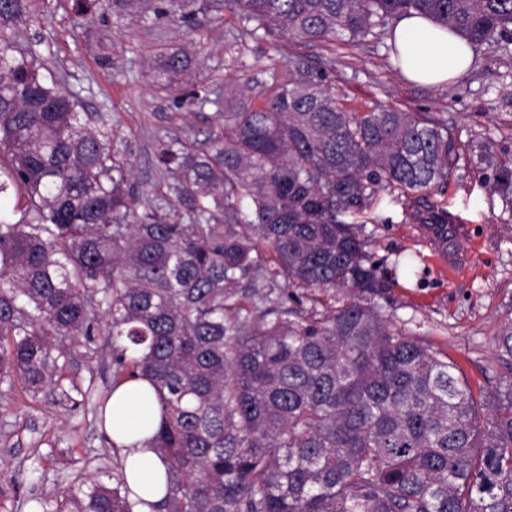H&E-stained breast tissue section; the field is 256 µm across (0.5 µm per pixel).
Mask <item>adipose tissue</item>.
Here are the masks:
<instances>
[{"mask_svg":"<svg viewBox=\"0 0 512 512\" xmlns=\"http://www.w3.org/2000/svg\"><path fill=\"white\" fill-rule=\"evenodd\" d=\"M396 45L406 75L422 85H437L466 70L472 48L463 39L429 19L401 18L395 26ZM160 419V406L153 386L144 379L115 385L108 400L104 427L120 451L132 500L139 512L166 493V468L147 448Z\"/></svg>","mask_w":512,"mask_h":512,"instance_id":"adipose-tissue-1","label":"adipose tissue"}]
</instances>
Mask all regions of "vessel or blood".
I'll use <instances>...</instances> for the list:
<instances>
[{"mask_svg": "<svg viewBox=\"0 0 512 512\" xmlns=\"http://www.w3.org/2000/svg\"><path fill=\"white\" fill-rule=\"evenodd\" d=\"M413 222L434 253L443 257L444 268L449 275L460 273L463 265L468 262L469 256L456 249L448 250L447 245L449 242L465 239L466 229L463 219L437 206L414 216Z\"/></svg>", "mask_w": 512, "mask_h": 512, "instance_id": "1", "label": "vessel or blood"}]
</instances>
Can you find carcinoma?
Listing matches in <instances>:
<instances>
[{"label":"carcinoma","instance_id":"cac0c4a2","mask_svg":"<svg viewBox=\"0 0 512 512\" xmlns=\"http://www.w3.org/2000/svg\"><path fill=\"white\" fill-rule=\"evenodd\" d=\"M31 2L0 0V382L60 389L63 339L104 337L113 382L159 399L157 512H512V321L496 353L510 374L474 391L382 311L392 283L359 225L383 190L448 182V120L348 108L300 52L257 97L187 91L196 60L167 47L161 87L224 108V129L158 142L173 202L145 205L106 121L20 48ZM160 2L192 23L230 10L237 46L381 37L413 14L472 46L512 42V0ZM494 169L511 198L512 158ZM280 278L287 291H260ZM113 479L61 488L53 512H134Z\"/></svg>","mask_w":512,"mask_h":512}]
</instances>
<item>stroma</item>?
<instances>
[{
    "label": "stroma",
    "mask_w": 512,
    "mask_h": 512,
    "mask_svg": "<svg viewBox=\"0 0 512 512\" xmlns=\"http://www.w3.org/2000/svg\"><path fill=\"white\" fill-rule=\"evenodd\" d=\"M33 10V49L67 88L80 92L87 111L105 116L115 157L131 170L129 187H155V203L173 181L156 163L159 140L203 143L223 125L214 105L178 100L153 85L151 59L177 44L197 58L193 83L215 89L245 83L255 93L287 66V51L266 42L228 53L241 22L227 11L191 30L166 15L137 19L109 11L81 18L74 0H35ZM310 53L347 107L381 103L430 112L454 129L461 159L428 201L467 219L470 268L453 278L441 270L409 219L413 198L397 190L380 192L363 233L393 284L387 314L395 327L456 361L471 385L488 386L504 372L496 347L512 320V200L493 189L491 166L512 158V44L474 48L469 69L436 86L409 80L386 38H343ZM68 347L62 388L33 399L21 381L0 384V512H42L55 490L113 470L120 459L94 410L95 398L112 388V354L103 345L88 350L79 340ZM86 390L91 400L83 399Z\"/></svg>",
    "instance_id": "35a3bbf8"
}]
</instances>
